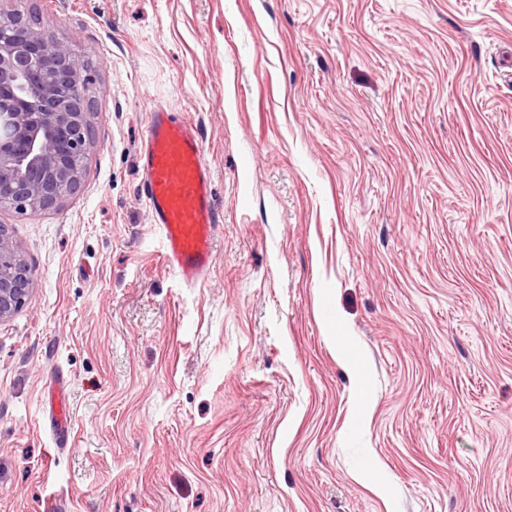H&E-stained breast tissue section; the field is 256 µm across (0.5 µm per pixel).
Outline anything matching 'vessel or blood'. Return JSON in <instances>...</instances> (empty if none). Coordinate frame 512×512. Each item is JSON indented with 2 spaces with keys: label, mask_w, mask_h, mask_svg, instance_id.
<instances>
[{
  "label": "vessel or blood",
  "mask_w": 512,
  "mask_h": 512,
  "mask_svg": "<svg viewBox=\"0 0 512 512\" xmlns=\"http://www.w3.org/2000/svg\"><path fill=\"white\" fill-rule=\"evenodd\" d=\"M138 157L163 263L185 286H197L211 269L223 222L198 130L171 108L154 106Z\"/></svg>",
  "instance_id": "obj_1"
}]
</instances>
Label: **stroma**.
Instances as JSON below:
<instances>
[{"label":"stroma","instance_id":"obj_1","mask_svg":"<svg viewBox=\"0 0 512 512\" xmlns=\"http://www.w3.org/2000/svg\"><path fill=\"white\" fill-rule=\"evenodd\" d=\"M26 5L95 145L63 207L0 210L35 273L0 512H512V0ZM156 103L223 210L193 288L141 194Z\"/></svg>","mask_w":512,"mask_h":512}]
</instances>
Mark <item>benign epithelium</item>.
<instances>
[{"label": "benign epithelium", "instance_id": "benign-epithelium-1", "mask_svg": "<svg viewBox=\"0 0 512 512\" xmlns=\"http://www.w3.org/2000/svg\"><path fill=\"white\" fill-rule=\"evenodd\" d=\"M0 12V204L25 214L62 207L79 188L74 165L94 145L88 95L90 68L70 48L46 42L43 29L6 21ZM0 257L12 264L0 275V322L28 302L34 272L0 225Z\"/></svg>", "mask_w": 512, "mask_h": 512}]
</instances>
